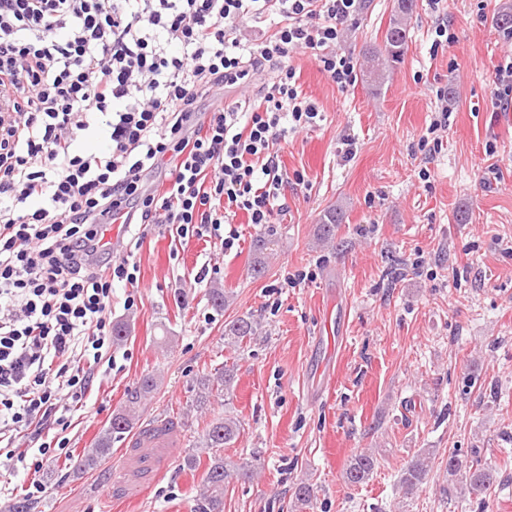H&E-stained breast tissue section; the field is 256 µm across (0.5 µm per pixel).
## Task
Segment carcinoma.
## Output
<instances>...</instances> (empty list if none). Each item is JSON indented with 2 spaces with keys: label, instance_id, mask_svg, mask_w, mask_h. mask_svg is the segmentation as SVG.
<instances>
[{
  "label": "carcinoma",
  "instance_id": "obj_1",
  "mask_svg": "<svg viewBox=\"0 0 512 512\" xmlns=\"http://www.w3.org/2000/svg\"><path fill=\"white\" fill-rule=\"evenodd\" d=\"M417 8V0H397L394 14L384 32L383 44L368 51L369 69L364 78L371 84H381L386 78V64L397 63L404 54L408 44V19L412 18ZM343 207L336 205L329 209L321 220L317 234L318 241L325 243L335 239L336 225L342 223ZM260 324L248 317H241L230 322L224 329V339L234 347L258 334ZM234 382V370L221 367L213 373L204 374L193 385L194 399L191 406L203 408L211 399L229 394ZM132 418L121 410L112 414L108 428L99 436L93 448L84 453L74 465L78 473L96 469L109 454L112 440L122 437L130 431ZM241 423L232 415L212 421L203 431L199 446L183 459V468L191 472L203 469L201 489L194 499L192 512H224V490L233 481H250L256 475L253 460L257 455L243 458L233 465L224 460V449L234 444L240 434ZM430 450L417 452L404 467L399 487L402 497L413 498L428 472ZM375 461L373 456L361 453L355 456L343 470L342 479L350 485L366 482L373 473ZM448 484L459 485L471 494H480L490 489L497 480L496 470L482 462L478 452L464 454L458 448L448 449L446 466ZM316 497L308 480L296 483L292 509L305 512L314 508Z\"/></svg>",
  "mask_w": 512,
  "mask_h": 512
}]
</instances>
